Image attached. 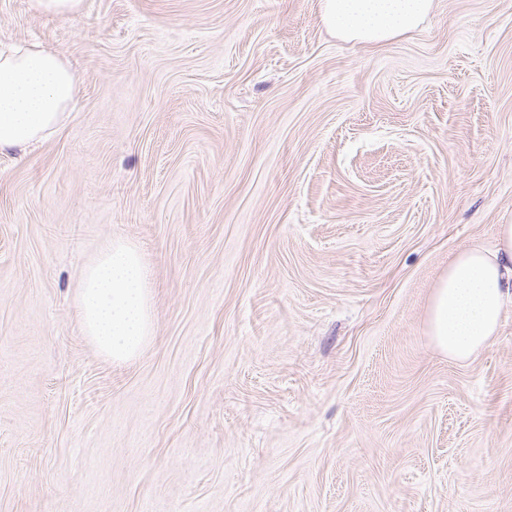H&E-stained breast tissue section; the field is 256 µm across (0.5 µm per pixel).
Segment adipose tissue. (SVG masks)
I'll list each match as a JSON object with an SVG mask.
<instances>
[{"instance_id":"ef3b65f1","label":"adipose tissue","mask_w":512,"mask_h":512,"mask_svg":"<svg viewBox=\"0 0 512 512\" xmlns=\"http://www.w3.org/2000/svg\"><path fill=\"white\" fill-rule=\"evenodd\" d=\"M434 0H322L321 20L337 37L382 44L415 31ZM74 78L56 54L31 47L0 52V152L23 149L52 135L66 118ZM512 302V224L498 225L493 248L457 251L439 277L426 334L434 348L465 361L496 336ZM80 314L96 349L114 361L134 358L153 332L151 297L142 257L114 241L85 269Z\"/></svg>"}]
</instances>
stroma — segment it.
Here are the masks:
<instances>
[{"instance_id": "35a3bbf8", "label": "stroma", "mask_w": 512, "mask_h": 512, "mask_svg": "<svg viewBox=\"0 0 512 512\" xmlns=\"http://www.w3.org/2000/svg\"><path fill=\"white\" fill-rule=\"evenodd\" d=\"M321 0H0L69 116L0 154V512H512V305L430 344L458 250L512 223V0L371 47ZM150 272L115 363L78 316L109 241Z\"/></svg>"}]
</instances>
